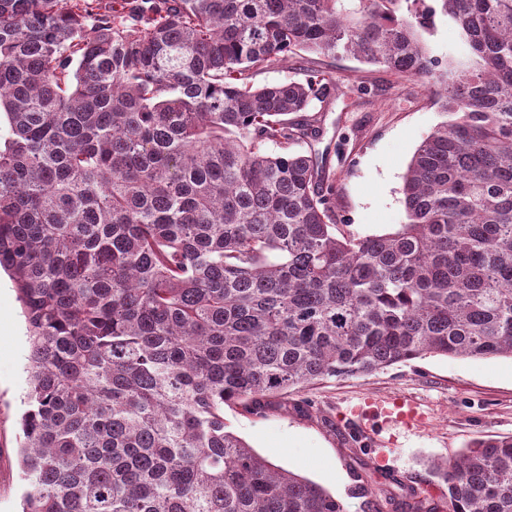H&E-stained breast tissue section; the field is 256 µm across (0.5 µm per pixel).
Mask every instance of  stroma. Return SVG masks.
Instances as JSON below:
<instances>
[{"label": "stroma", "instance_id": "stroma-1", "mask_svg": "<svg viewBox=\"0 0 512 512\" xmlns=\"http://www.w3.org/2000/svg\"><path fill=\"white\" fill-rule=\"evenodd\" d=\"M431 56L459 63L468 47L458 25L435 15L421 32ZM321 69L336 89L314 105L322 135L310 150L336 185L337 235L394 232L405 221L403 176L420 143L446 116L429 82L400 78L351 56L325 58ZM29 344L17 290L0 271V512H21V417L26 409ZM384 397L416 400L427 419L408 428L376 420L373 427L345 411ZM228 430L262 456L279 449L277 465L336 494L348 512H364L353 497L358 479L386 485L395 499L405 488L448 512L446 487L434 463L455 457L474 439L512 435V358L429 355L364 376L331 377L273 398L258 415L225 408ZM271 456V455H270Z\"/></svg>", "mask_w": 512, "mask_h": 512}]
</instances>
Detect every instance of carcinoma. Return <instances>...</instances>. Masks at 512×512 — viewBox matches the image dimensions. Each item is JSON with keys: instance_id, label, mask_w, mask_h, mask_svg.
<instances>
[{"instance_id": "1", "label": "carcinoma", "mask_w": 512, "mask_h": 512, "mask_svg": "<svg viewBox=\"0 0 512 512\" xmlns=\"http://www.w3.org/2000/svg\"><path fill=\"white\" fill-rule=\"evenodd\" d=\"M0 0V269L28 332L23 512H347L224 424L436 354L512 357V0ZM470 57L445 67L436 12ZM427 77L449 120L407 221L336 236L290 54ZM273 144L280 152L265 151ZM448 512H512V436L435 466ZM369 512L389 499L361 481ZM404 512H435L412 490ZM433 20L429 29L421 30V38L431 56L439 58L443 64L465 62L469 51L458 25L439 12ZM298 61V57L290 56L285 60L273 62L254 75L252 80L256 85L288 80L303 81L306 74V63L305 61H302V63Z\"/></svg>"}]
</instances>
